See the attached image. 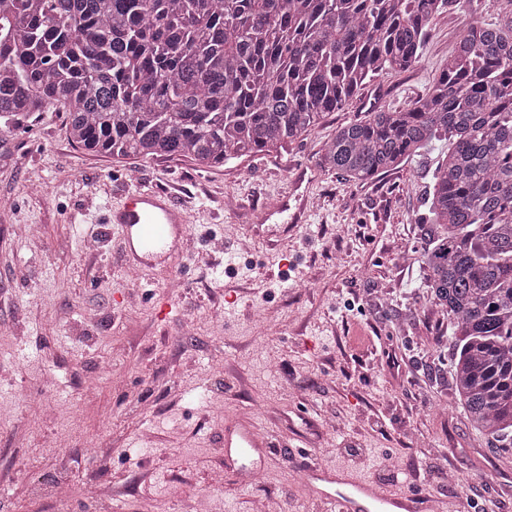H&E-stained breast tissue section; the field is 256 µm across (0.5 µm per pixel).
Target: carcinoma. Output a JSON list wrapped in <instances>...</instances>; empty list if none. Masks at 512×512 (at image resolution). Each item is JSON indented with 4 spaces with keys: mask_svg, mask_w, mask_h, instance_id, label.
I'll list each match as a JSON object with an SVG mask.
<instances>
[{
    "mask_svg": "<svg viewBox=\"0 0 512 512\" xmlns=\"http://www.w3.org/2000/svg\"><path fill=\"white\" fill-rule=\"evenodd\" d=\"M450 0H0V117L62 107L77 147L200 168L303 140L417 66ZM441 142L419 262L456 407L512 455V14L468 19L425 95L324 143L361 183Z\"/></svg>",
    "mask_w": 512,
    "mask_h": 512,
    "instance_id": "1",
    "label": "carcinoma"
}]
</instances>
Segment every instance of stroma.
<instances>
[{"instance_id": "1", "label": "stroma", "mask_w": 512, "mask_h": 512, "mask_svg": "<svg viewBox=\"0 0 512 512\" xmlns=\"http://www.w3.org/2000/svg\"><path fill=\"white\" fill-rule=\"evenodd\" d=\"M511 12L512 0L444 8L416 67L371 80L303 141L219 168L89 153L59 110L0 118V504L97 512L108 497L112 512H192L203 498L209 512H253L271 496L280 512H321L307 464L399 492L393 467L412 463L462 474L435 482V499L472 491L477 512H512V456L454 406L447 322L415 251L444 146L359 185L321 164L337 128L427 91L466 16ZM134 184L185 207L182 268L128 272L104 217ZM238 415L273 442L247 483L224 459V421ZM60 481L73 489L63 503Z\"/></svg>"}]
</instances>
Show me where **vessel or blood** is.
<instances>
[{
    "mask_svg": "<svg viewBox=\"0 0 512 512\" xmlns=\"http://www.w3.org/2000/svg\"><path fill=\"white\" fill-rule=\"evenodd\" d=\"M108 223L119 231V243L126 262L139 270L174 268L185 254L190 240L186 212L173 193L164 189L128 192L113 205ZM270 444L254 419L231 418L224 422V454L249 457L251 451ZM308 486L314 499L326 504L327 512H429L425 494L395 495L372 480L331 472L311 465Z\"/></svg>",
    "mask_w": 512,
    "mask_h": 512,
    "instance_id": "1",
    "label": "vessel or blood"
}]
</instances>
